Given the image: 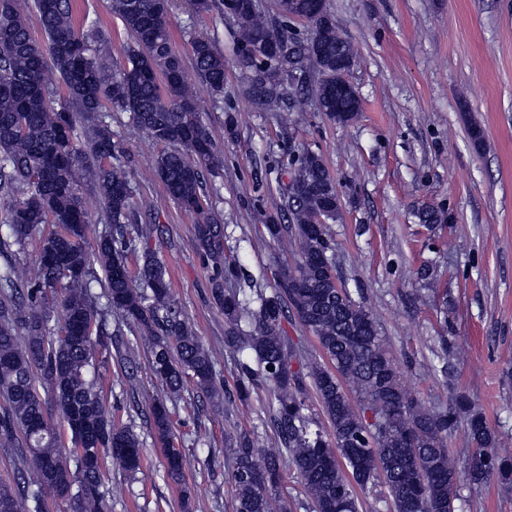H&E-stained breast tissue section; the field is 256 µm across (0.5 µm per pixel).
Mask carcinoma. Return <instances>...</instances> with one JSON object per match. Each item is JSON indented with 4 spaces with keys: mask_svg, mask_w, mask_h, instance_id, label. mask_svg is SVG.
I'll list each match as a JSON object with an SVG mask.
<instances>
[{
    "mask_svg": "<svg viewBox=\"0 0 512 512\" xmlns=\"http://www.w3.org/2000/svg\"><path fill=\"white\" fill-rule=\"evenodd\" d=\"M312 36L301 40L276 27L257 0H190L196 14L214 9L237 26L236 53L248 69L246 92L264 112H280L288 67L299 77L296 88L310 93L331 119L351 120L359 99L336 96V63L354 66L322 0H298ZM130 35L122 62L110 67L101 56L108 30L97 21L74 22L71 0H0V200L6 205L7 235L0 234V436L23 435L32 469L21 468L16 485L0 483L4 512H44L46 494L66 501L71 512H106L103 464L87 453L112 445L113 462L144 484L155 479L141 461V442L133 427L117 424L105 412L95 381L96 355L114 347L129 364L123 386L135 392L137 374L132 343L112 337L107 315L115 313L150 337V366L164 390L150 412L155 435L170 442L167 401L179 397L186 380L206 392L216 390L214 356L175 305L167 270L151 250L144 252L139 281L132 280L126 253L135 240L158 231L141 224L120 157L121 142L112 131V110L130 119L162 146L153 169L169 197L199 216L195 243L211 264L214 297L224 311V349L238 355L232 404L265 391L268 419L280 452L257 458L254 441L232 432L225 441L235 461L225 473L235 487L234 512H288L278 495L291 465L300 481L304 505L312 512H359L356 489L382 483L386 497L373 500L370 512H455L459 487L481 486L491 477L512 484V455L498 446L495 432L471 400L450 397L448 408H426L403 383L371 314L350 290L327 273L333 264L326 223L336 221L340 198L322 156L301 150L289 157L285 224H270L272 239L292 235L298 260L281 269L271 296L256 305L241 302L229 285L246 279L235 261L224 257V225L212 222V201L205 171L219 170L212 137L204 125L196 90L186 84L183 61L168 26L171 0H110ZM34 11L46 44L36 41L29 21ZM199 80L215 99L224 96L227 58L208 36L190 39ZM84 134L87 148L78 147ZM94 185L112 232L97 248L84 247L89 214L81 184ZM322 216L324 223L314 219ZM51 225L45 231L43 226ZM42 258L32 269L17 259L32 238ZM104 271L102 295L93 292V265ZM53 297L67 313L56 332L37 312ZM105 298V304L99 299ZM294 314L316 339L327 363L318 362L286 335L283 322ZM247 317L248 329L241 328ZM93 323V335L77 333ZM43 385L49 396L39 394ZM356 399H351L350 393ZM315 399L330 430L323 432L309 415ZM68 424L71 448L58 440L50 411ZM466 419L472 448L460 462L447 440ZM177 484L183 474L179 452L169 451L165 471Z\"/></svg>",
    "mask_w": 512,
    "mask_h": 512,
    "instance_id": "cac0c4a2",
    "label": "carcinoma"
}]
</instances>
